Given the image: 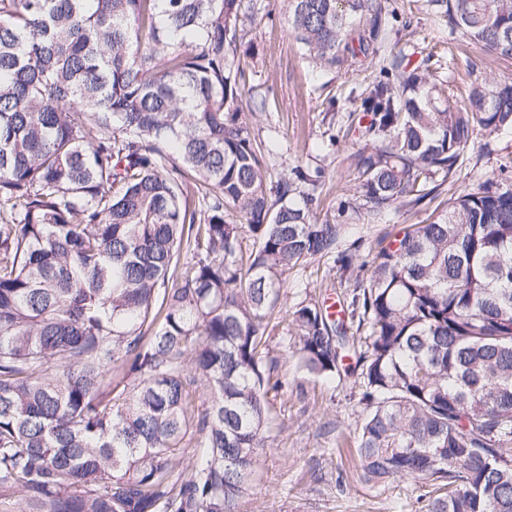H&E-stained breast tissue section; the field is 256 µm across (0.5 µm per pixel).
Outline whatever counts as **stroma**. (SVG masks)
I'll return each mask as SVG.
<instances>
[{"label": "stroma", "mask_w": 512, "mask_h": 512, "mask_svg": "<svg viewBox=\"0 0 512 512\" xmlns=\"http://www.w3.org/2000/svg\"><path fill=\"white\" fill-rule=\"evenodd\" d=\"M392 5L399 15L412 16V28L387 33L379 56L359 59L336 74L324 75L309 65L274 0H257L262 16L246 26L255 52L242 60L245 92L268 99L266 112L249 116L250 130L268 149L271 175H287L299 164L324 167L325 183L315 205L322 222L338 223L341 204L355 193L353 155L363 141L358 132L362 114L354 110L353 99L378 77L383 57L403 53L410 65L451 77L458 94L471 84L512 76V59L489 54L461 32H450L443 18L425 9L424 0H392ZM507 155L512 156V133L487 142L476 139L461 170L445 184L443 199L486 179L512 184V170L499 169ZM427 217V211L403 207L378 224L347 225L339 247L360 244L363 260H371L402 228ZM355 285L354 275L325 264L308 262L290 272L270 343L285 386L270 400L271 438L258 451L254 480L238 512H424V484L394 479L372 486L361 478L354 448L363 413L356 374H344L335 383L313 378L298 385L294 359L280 341L297 303L312 298L329 305Z\"/></svg>", "instance_id": "stroma-1"}]
</instances>
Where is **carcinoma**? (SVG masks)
<instances>
[{
  "label": "carcinoma",
  "instance_id": "1",
  "mask_svg": "<svg viewBox=\"0 0 512 512\" xmlns=\"http://www.w3.org/2000/svg\"><path fill=\"white\" fill-rule=\"evenodd\" d=\"M281 2L320 71L378 54L384 0ZM426 7L512 59V0ZM256 13L0 0L3 512H237L249 490L283 387L269 342L288 272L356 260L314 215L323 170L272 181L244 120ZM381 73L348 206L368 224L432 202L477 136L512 132L511 76L458 105L402 56ZM340 312L303 300L290 326L305 379L341 377L352 349L363 481L422 480L426 512H512V184L408 225Z\"/></svg>",
  "mask_w": 512,
  "mask_h": 512
}]
</instances>
